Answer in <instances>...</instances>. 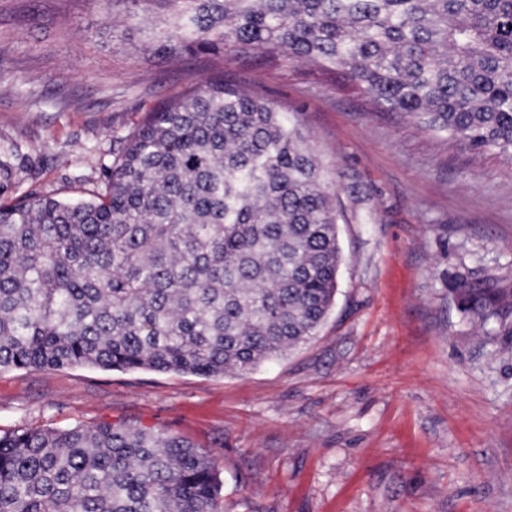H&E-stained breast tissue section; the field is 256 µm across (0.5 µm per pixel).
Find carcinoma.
Listing matches in <instances>:
<instances>
[{
	"mask_svg": "<svg viewBox=\"0 0 512 512\" xmlns=\"http://www.w3.org/2000/svg\"><path fill=\"white\" fill-rule=\"evenodd\" d=\"M161 50L276 51L512 158V0H171ZM0 142V369L243 375L309 341L338 216L298 124L215 75L148 112L87 197L15 199ZM486 334L512 293L462 289ZM213 455L123 422L0 435V512H217Z\"/></svg>",
	"mask_w": 512,
	"mask_h": 512,
	"instance_id": "cac0c4a2",
	"label": "carcinoma"
}]
</instances>
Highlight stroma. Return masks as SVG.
Here are the masks:
<instances>
[{
	"label": "stroma",
	"mask_w": 512,
	"mask_h": 512,
	"mask_svg": "<svg viewBox=\"0 0 512 512\" xmlns=\"http://www.w3.org/2000/svg\"><path fill=\"white\" fill-rule=\"evenodd\" d=\"M0 0V137L15 188L73 198L160 101L207 78L297 120L339 214L325 322L243 376L0 370V435L124 421L214 453L219 512H512V312L481 332L461 287L512 291V160L433 135L334 69L251 50H152L166 0Z\"/></svg>",
	"instance_id": "35a3bbf8"
}]
</instances>
